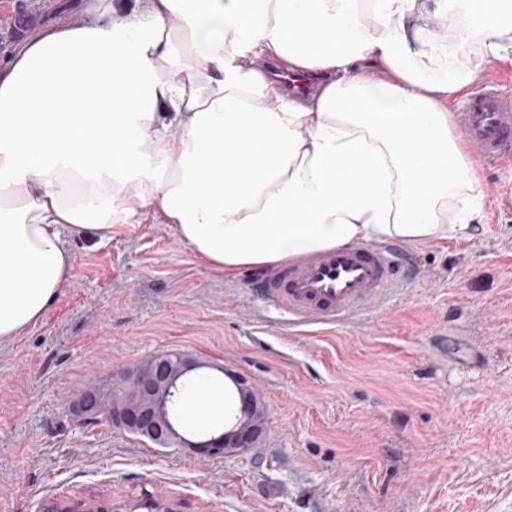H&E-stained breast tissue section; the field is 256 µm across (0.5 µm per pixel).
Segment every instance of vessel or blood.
Wrapping results in <instances>:
<instances>
[{
  "label": "vessel or blood",
  "instance_id": "1",
  "mask_svg": "<svg viewBox=\"0 0 512 512\" xmlns=\"http://www.w3.org/2000/svg\"><path fill=\"white\" fill-rule=\"evenodd\" d=\"M458 119L482 160L512 161V101L493 80L478 81ZM394 265L387 248L348 247L307 254L255 279L257 299L293 327L351 321L381 306L393 292Z\"/></svg>",
  "mask_w": 512,
  "mask_h": 512
}]
</instances>
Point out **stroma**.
<instances>
[{"label": "stroma", "instance_id": "35a3bbf8", "mask_svg": "<svg viewBox=\"0 0 512 512\" xmlns=\"http://www.w3.org/2000/svg\"><path fill=\"white\" fill-rule=\"evenodd\" d=\"M100 0H0V62ZM471 237L406 244L415 268L358 320L291 330L150 217L70 244V288L0 347V512L150 495L173 512H512V163L477 165ZM189 353L256 387V447L203 457L71 412L89 383Z\"/></svg>", "mask_w": 512, "mask_h": 512}]
</instances>
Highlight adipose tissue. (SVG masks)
I'll return each instance as SVG.
<instances>
[{
  "mask_svg": "<svg viewBox=\"0 0 512 512\" xmlns=\"http://www.w3.org/2000/svg\"><path fill=\"white\" fill-rule=\"evenodd\" d=\"M512 56V0H109L0 64V345L73 279L72 239L151 215L217 272L465 236L485 187L451 104ZM266 59L324 80L286 96ZM201 382L180 415L223 422Z\"/></svg>",
  "mask_w": 512,
  "mask_h": 512,
  "instance_id": "ef3b65f1",
  "label": "adipose tissue"
}]
</instances>
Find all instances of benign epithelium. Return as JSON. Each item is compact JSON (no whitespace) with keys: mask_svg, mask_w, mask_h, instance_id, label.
I'll use <instances>...</instances> for the list:
<instances>
[{"mask_svg":"<svg viewBox=\"0 0 512 512\" xmlns=\"http://www.w3.org/2000/svg\"><path fill=\"white\" fill-rule=\"evenodd\" d=\"M204 367L205 363L189 353L176 357L161 354L144 366L125 371L122 392L108 413L112 427L145 437L160 447L176 445L205 457L233 455L254 447L265 431L262 401L246 378L222 366L218 370L232 381L239 397V415L229 429L191 440L167 417V403L180 379ZM75 411L85 422L100 416V391L95 385L85 390Z\"/></svg>","mask_w":512,"mask_h":512,"instance_id":"7a95c632","label":"benign epithelium"}]
</instances>
